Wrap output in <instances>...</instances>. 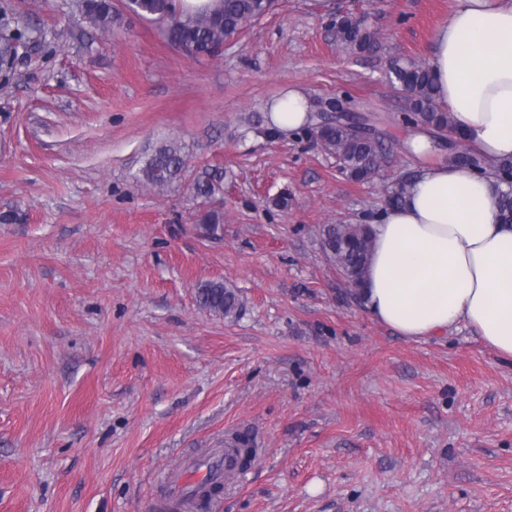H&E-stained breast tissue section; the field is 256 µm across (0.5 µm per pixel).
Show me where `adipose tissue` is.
Segmentation results:
<instances>
[{"label": "adipose tissue", "instance_id": "1", "mask_svg": "<svg viewBox=\"0 0 512 512\" xmlns=\"http://www.w3.org/2000/svg\"><path fill=\"white\" fill-rule=\"evenodd\" d=\"M437 93L457 130L487 164L470 172L440 161L411 181L405 198L373 225L362 301L379 323L409 340L464 325L512 360V224L498 216L492 169L512 158V0H457L434 35ZM291 89L268 105L285 132L308 118Z\"/></svg>", "mask_w": 512, "mask_h": 512}]
</instances>
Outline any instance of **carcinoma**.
Wrapping results in <instances>:
<instances>
[{
	"mask_svg": "<svg viewBox=\"0 0 512 512\" xmlns=\"http://www.w3.org/2000/svg\"><path fill=\"white\" fill-rule=\"evenodd\" d=\"M81 6L90 24L104 33L112 32L118 14L112 0H81ZM135 15L170 25L164 31L166 40L182 48L183 55L192 59L215 58L222 52L226 40L240 34L257 19L269 12L268 0H220L211 10L193 14L179 13L173 0H132L126 4ZM336 41L351 53H372L379 48L376 30L344 15L333 21ZM33 31L17 28L0 40V60L17 54L32 39ZM393 87L408 92L406 125L448 132L454 141H464L458 133L451 112L440 105L430 67L413 59L395 57L388 67ZM306 137L336 158L340 173L355 182H370L379 178L381 163L391 146L373 127L360 134L337 118L330 123L302 128ZM186 159L182 148L174 143L163 144L155 150L142 169L136 182L165 189L182 179ZM497 182L505 185L499 191V215L512 224V159L500 161L495 169ZM322 250L327 260L358 294L369 257L373 236L368 224H325L320 230ZM199 306L224 318L239 316L243 300L237 287L219 280L206 281L197 286Z\"/></svg>",
	"mask_w": 512,
	"mask_h": 512,
	"instance_id": "cac0c4a2",
	"label": "carcinoma"
}]
</instances>
